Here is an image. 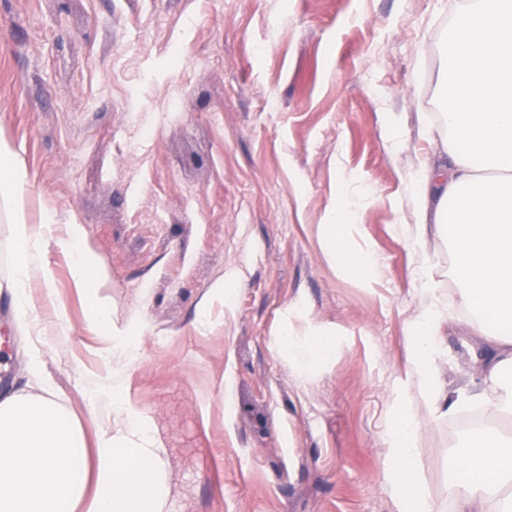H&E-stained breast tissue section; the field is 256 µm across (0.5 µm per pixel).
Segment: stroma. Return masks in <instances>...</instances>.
Instances as JSON below:
<instances>
[{"instance_id":"35a3bbf8","label":"stroma","mask_w":512,"mask_h":512,"mask_svg":"<svg viewBox=\"0 0 512 512\" xmlns=\"http://www.w3.org/2000/svg\"><path fill=\"white\" fill-rule=\"evenodd\" d=\"M459 2L0 0V141L44 271L33 326L0 294V393L28 383L33 343L87 442L148 419L167 512H396L384 439L413 381L426 274L448 304L437 378L458 406H420L417 466L437 512H456L460 420L479 411L512 433L484 409L447 235L412 244L422 118L440 110ZM345 193L362 205L346 243L372 254L368 275L321 249ZM81 254L110 321L138 330L128 358L92 316ZM315 329L336 345L303 382L271 342L286 331L301 350Z\"/></svg>"}]
</instances>
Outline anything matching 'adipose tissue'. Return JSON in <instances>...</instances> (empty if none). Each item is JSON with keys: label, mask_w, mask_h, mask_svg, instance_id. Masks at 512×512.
<instances>
[{"label": "adipose tissue", "mask_w": 512, "mask_h": 512, "mask_svg": "<svg viewBox=\"0 0 512 512\" xmlns=\"http://www.w3.org/2000/svg\"><path fill=\"white\" fill-rule=\"evenodd\" d=\"M437 84L444 92L441 143L451 166L422 163L414 178L418 223L415 246L430 232H447L453 245L452 278L472 311L471 327L484 342L485 382L498 388L495 413L512 412V0H463L446 40ZM26 188L12 151L0 144V208L14 218L9 247L14 276L7 289L16 320L32 313L28 283L36 243L25 217ZM358 216L341 196L323 225L326 260L358 272L370 261L349 249L340 230ZM423 307L415 320L413 393L402 394L386 436L384 471L396 488L398 512H434L419 487L415 441L417 401L438 403L436 336L446 319L422 278ZM32 385L0 399V512H165L163 446L145 421L103 430L88 450L81 429L56 401L30 347ZM458 512H512V437L477 432L453 452Z\"/></svg>", "instance_id": "adipose-tissue-1"}]
</instances>
